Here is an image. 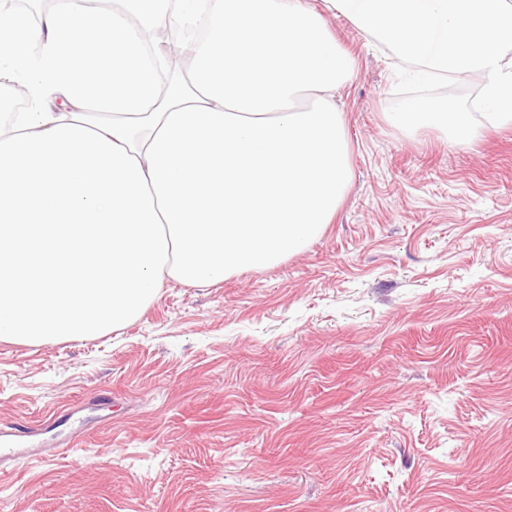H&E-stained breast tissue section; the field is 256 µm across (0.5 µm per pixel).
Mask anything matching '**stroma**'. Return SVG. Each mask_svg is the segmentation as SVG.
Instances as JSON below:
<instances>
[{
    "label": "stroma",
    "instance_id": "35a3bbf8",
    "mask_svg": "<svg viewBox=\"0 0 512 512\" xmlns=\"http://www.w3.org/2000/svg\"><path fill=\"white\" fill-rule=\"evenodd\" d=\"M325 19L357 64L332 224L120 330L0 341V429L37 431L0 512H512V124L397 129L393 62Z\"/></svg>",
    "mask_w": 512,
    "mask_h": 512
}]
</instances>
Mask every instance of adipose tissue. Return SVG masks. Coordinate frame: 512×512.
Listing matches in <instances>:
<instances>
[{
  "label": "adipose tissue",
  "instance_id": "ef3b65f1",
  "mask_svg": "<svg viewBox=\"0 0 512 512\" xmlns=\"http://www.w3.org/2000/svg\"><path fill=\"white\" fill-rule=\"evenodd\" d=\"M196 0L0 9V340L125 327L166 281L208 286L300 253L351 180L336 93L356 76L308 0H208L184 78L142 35Z\"/></svg>",
  "mask_w": 512,
  "mask_h": 512
}]
</instances>
